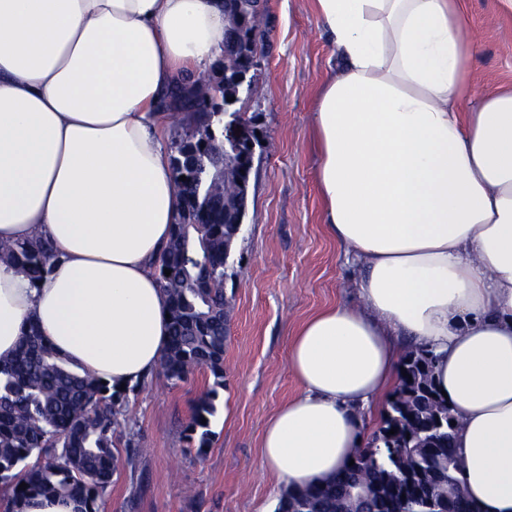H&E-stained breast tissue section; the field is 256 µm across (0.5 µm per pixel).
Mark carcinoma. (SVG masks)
Wrapping results in <instances>:
<instances>
[{
    "mask_svg": "<svg viewBox=\"0 0 512 512\" xmlns=\"http://www.w3.org/2000/svg\"><path fill=\"white\" fill-rule=\"evenodd\" d=\"M234 32L229 26L224 43V64L230 70L243 53L267 49L265 32L247 46L234 41ZM239 89L232 75H224L210 88L213 106L208 110L194 92L175 86L170 96L195 115L183 134L221 127L224 113L216 99L232 98ZM194 156L200 165H210L197 143L188 144L179 163L172 164L181 210L156 264L170 311L158 373L170 386L197 370L213 377L212 386L194 402L185 428L188 447L202 456L212 443L211 417L218 390L224 388V278L241 231L233 220L248 205L241 192L223 199L209 196L206 176L187 165ZM51 253L46 240L0 244V261L20 267L34 282L51 272ZM166 269L171 274H164ZM400 366L407 375L399 376L374 438L351 456L354 464L329 481L287 489L276 512H473L459 478L457 426L433 384L434 355L417 347L402 357ZM126 398L127 392L114 391L70 365L30 326L16 352L0 359V485L10 490L3 512H19L32 494L78 496L89 505L88 512H99L119 471L117 426ZM393 428L397 433L391 435ZM23 482L27 488L18 489ZM359 490L366 494L364 505L356 497Z\"/></svg>",
    "mask_w": 512,
    "mask_h": 512,
    "instance_id": "cac0c4a2",
    "label": "carcinoma"
}]
</instances>
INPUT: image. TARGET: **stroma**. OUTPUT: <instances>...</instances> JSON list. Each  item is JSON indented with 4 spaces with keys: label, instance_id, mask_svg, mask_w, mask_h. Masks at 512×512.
I'll return each instance as SVG.
<instances>
[{
    "label": "stroma",
    "instance_id": "1",
    "mask_svg": "<svg viewBox=\"0 0 512 512\" xmlns=\"http://www.w3.org/2000/svg\"><path fill=\"white\" fill-rule=\"evenodd\" d=\"M476 43L472 68L487 85L512 83V18L496 0H466ZM269 45L243 107L262 143L249 180L248 210L224 279L230 333L224 351L227 413L211 421L204 456L183 429L209 372L164 386L151 377L128 394L119 450L133 449L105 512H270L285 490L262 468L267 417L299 392L288 368L291 330L333 303L357 304L359 268L345 261L320 224L311 141L314 96L338 60L312 0H267Z\"/></svg>",
    "mask_w": 512,
    "mask_h": 512
}]
</instances>
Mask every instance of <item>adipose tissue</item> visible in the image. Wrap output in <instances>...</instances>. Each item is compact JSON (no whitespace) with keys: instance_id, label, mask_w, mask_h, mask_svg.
<instances>
[{"instance_id":"1","label":"adipose tissue","mask_w":512,"mask_h":512,"mask_svg":"<svg viewBox=\"0 0 512 512\" xmlns=\"http://www.w3.org/2000/svg\"><path fill=\"white\" fill-rule=\"evenodd\" d=\"M463 0H312L339 66L315 96L320 220L359 305L292 331L299 393L266 421L267 472L334 477L389 399L398 337L436 357L476 512H512V85L476 86ZM224 0H0V244L53 248L39 282L0 264V358L36 327L113 389L169 336L155 263L180 209L167 91L201 82Z\"/></svg>"}]
</instances>
